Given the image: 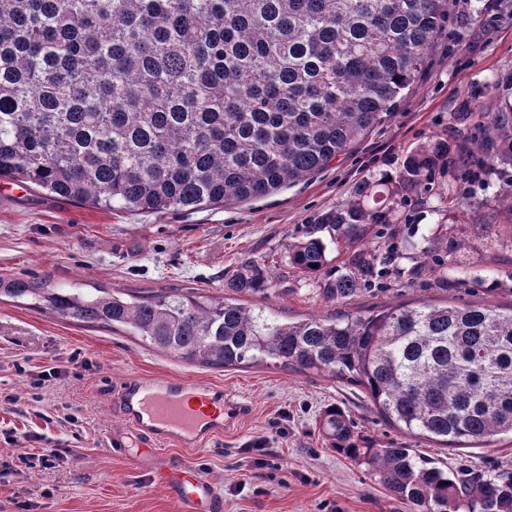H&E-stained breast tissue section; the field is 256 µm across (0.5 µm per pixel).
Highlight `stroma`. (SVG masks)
I'll return each mask as SVG.
<instances>
[{"mask_svg": "<svg viewBox=\"0 0 512 512\" xmlns=\"http://www.w3.org/2000/svg\"><path fill=\"white\" fill-rule=\"evenodd\" d=\"M512 72V0H449L448 25L435 41L425 70L391 117L347 155L311 179L243 204L167 213L130 212L81 205L39 188L0 180V279L50 277L64 288H118L133 295L171 288L209 298L224 295V281L251 259L275 276L271 293L236 295V303L280 322L383 309L399 303L492 301L512 304V251L496 261L471 243L465 266L445 278L431 271L456 239L448 226L470 224L471 210L452 199L496 198L504 187L490 177L468 188L448 174L399 200L391 224L374 229L372 246L387 258V273L347 300H325L321 288L343 269L330 252L321 276L288 265V248L306 225L344 200L363 180L397 175L408 153L434 137L471 132L452 122L462 109H490L486 86ZM435 233L430 253L409 243ZM496 288L487 296L488 288ZM69 371L58 379L38 374L54 361ZM168 375L223 388L227 401L247 407L223 435L203 447H171L176 459L210 479L224 512H405L364 466L330 448L319 431L327 405L344 409L355 430L373 442L403 445L451 468L478 464L512 470V443L443 448L388 423L359 387L268 361L210 368L162 353L124 327L101 328L35 307L33 300L0 296V463L20 449L67 448L54 467L0 471V512H180L148 467L114 455L111 438L124 426L109 398L128 375Z\"/></svg>", "mask_w": 512, "mask_h": 512, "instance_id": "stroma-1", "label": "stroma"}]
</instances>
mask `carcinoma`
I'll list each match as a JSON object with an SVG mask.
<instances>
[{
	"label": "carcinoma",
	"instance_id": "cac0c4a2",
	"mask_svg": "<svg viewBox=\"0 0 512 512\" xmlns=\"http://www.w3.org/2000/svg\"><path fill=\"white\" fill-rule=\"evenodd\" d=\"M448 25V0H0V179L105 209L242 204L308 179L395 109ZM474 134L412 151L397 177L356 184L306 226L289 265L328 264L330 300L375 272L372 227L436 169L512 168V72ZM475 225L486 249L512 233V189ZM271 271L244 261L224 287L264 295ZM64 318L131 328L149 346L211 367L281 362L364 389L378 412L448 448L512 436V306L397 305L281 323L230 300L170 288L132 295L0 280ZM329 447L375 471L408 512H512V471L453 470L413 448L365 442L327 407Z\"/></svg>",
	"mask_w": 512,
	"mask_h": 512
}]
</instances>
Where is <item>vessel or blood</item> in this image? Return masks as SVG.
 Segmentation results:
<instances>
[{"mask_svg": "<svg viewBox=\"0 0 512 512\" xmlns=\"http://www.w3.org/2000/svg\"><path fill=\"white\" fill-rule=\"evenodd\" d=\"M112 407L130 429L153 446L172 440L198 448L224 432V393L183 378L127 376L112 396ZM168 485L180 512H224L214 484L187 467H171L166 456L153 464Z\"/></svg>", "mask_w": 512, "mask_h": 512, "instance_id": "vessel-or-blood-1", "label": "vessel or blood"}]
</instances>
